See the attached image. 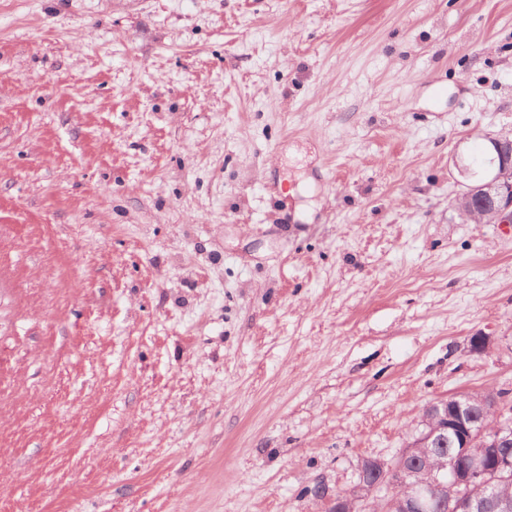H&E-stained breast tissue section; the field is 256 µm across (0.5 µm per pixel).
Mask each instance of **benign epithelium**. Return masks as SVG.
<instances>
[{
  "mask_svg": "<svg viewBox=\"0 0 512 512\" xmlns=\"http://www.w3.org/2000/svg\"><path fill=\"white\" fill-rule=\"evenodd\" d=\"M497 167L468 186L459 212L475 224H512V140L489 139ZM512 512V400L460 394L427 404L421 429L390 462L365 460L329 512Z\"/></svg>",
  "mask_w": 512,
  "mask_h": 512,
  "instance_id": "7a95c632",
  "label": "benign epithelium"
}]
</instances>
